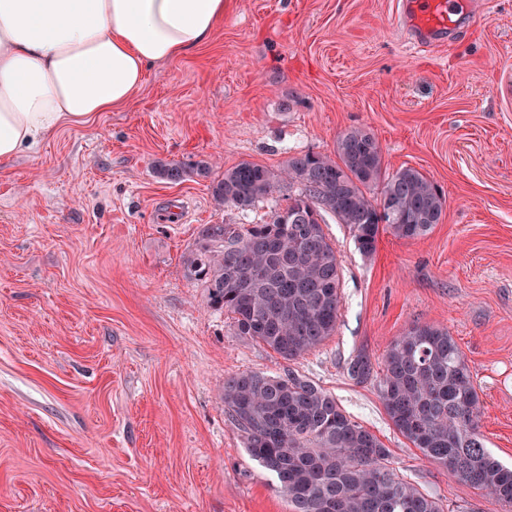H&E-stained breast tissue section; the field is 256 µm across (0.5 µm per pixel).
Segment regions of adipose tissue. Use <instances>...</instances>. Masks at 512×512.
Masks as SVG:
<instances>
[{"label": "adipose tissue", "mask_w": 512, "mask_h": 512, "mask_svg": "<svg viewBox=\"0 0 512 512\" xmlns=\"http://www.w3.org/2000/svg\"><path fill=\"white\" fill-rule=\"evenodd\" d=\"M228 0H0V163L140 91L200 47Z\"/></svg>", "instance_id": "obj_1"}]
</instances>
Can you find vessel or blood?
I'll use <instances>...</instances> for the list:
<instances>
[{
  "mask_svg": "<svg viewBox=\"0 0 512 512\" xmlns=\"http://www.w3.org/2000/svg\"><path fill=\"white\" fill-rule=\"evenodd\" d=\"M397 14L408 38L419 46L444 41L469 19L459 0H398Z\"/></svg>",
  "mask_w": 512,
  "mask_h": 512,
  "instance_id": "vessel-or-blood-1",
  "label": "vessel or blood"
}]
</instances>
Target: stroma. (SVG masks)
Masks as SVG:
<instances>
[{
    "label": "stroma",
    "instance_id": "35a3bbf8",
    "mask_svg": "<svg viewBox=\"0 0 512 512\" xmlns=\"http://www.w3.org/2000/svg\"><path fill=\"white\" fill-rule=\"evenodd\" d=\"M446 44H409L396 0H230L213 38L149 66L125 107L0 163V512H289L245 448L228 376L290 369L389 451L444 512H505L396 430L379 394L390 343L448 329L481 399L492 454L512 465V0H486ZM374 134L388 172L411 166L446 199L427 236L381 232L360 254L324 231L342 268L334 336L293 361L236 335L187 278L205 224H258L212 179L242 161L279 171ZM210 163L168 184L157 161ZM371 363L364 382L349 373Z\"/></svg>",
    "mask_w": 512,
    "mask_h": 512
}]
</instances>
